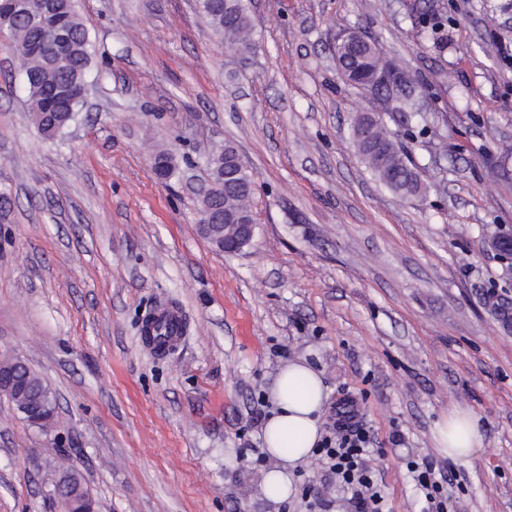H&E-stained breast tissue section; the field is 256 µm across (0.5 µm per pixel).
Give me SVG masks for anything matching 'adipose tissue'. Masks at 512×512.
<instances>
[{"mask_svg":"<svg viewBox=\"0 0 512 512\" xmlns=\"http://www.w3.org/2000/svg\"><path fill=\"white\" fill-rule=\"evenodd\" d=\"M269 396L274 405L263 428V439L274 465L262 480L261 491L282 502L293 493L289 472L306 463L320 441V418L327 399L320 374L306 363L288 362L276 375ZM434 440L441 454L467 461L483 449L477 418L466 411L449 413Z\"/></svg>","mask_w":512,"mask_h":512,"instance_id":"1","label":"adipose tissue"}]
</instances>
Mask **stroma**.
Returning <instances> with one entry per match:
<instances>
[{
  "label": "stroma",
  "instance_id": "1",
  "mask_svg": "<svg viewBox=\"0 0 512 512\" xmlns=\"http://www.w3.org/2000/svg\"><path fill=\"white\" fill-rule=\"evenodd\" d=\"M247 6L255 46L234 52L198 0H79L89 93L53 141L0 38V353L57 397L48 432L0 397V512H60L70 471L97 512H306V486L355 512L308 464L288 500L259 492L268 388L299 358L327 387L323 426L354 400L389 512H426L412 461L446 469L453 512H512V327L486 304L512 302V258L491 245L512 235V0ZM343 28L406 71L423 121L344 80ZM358 112L379 115L423 197L361 163ZM226 143L254 181L255 235L233 255L198 228ZM163 302L188 328L160 356L141 328ZM455 410L484 432L467 462L433 439Z\"/></svg>",
  "mask_w": 512,
  "mask_h": 512
}]
</instances>
